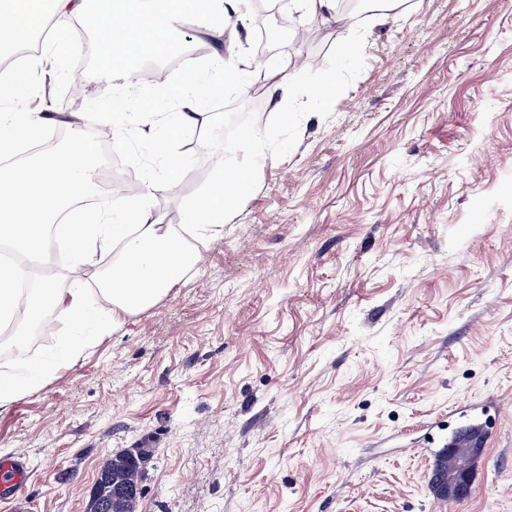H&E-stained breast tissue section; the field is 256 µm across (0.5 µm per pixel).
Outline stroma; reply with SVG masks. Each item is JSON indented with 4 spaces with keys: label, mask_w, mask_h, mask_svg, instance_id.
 Wrapping results in <instances>:
<instances>
[{
    "label": "stroma",
    "mask_w": 512,
    "mask_h": 512,
    "mask_svg": "<svg viewBox=\"0 0 512 512\" xmlns=\"http://www.w3.org/2000/svg\"><path fill=\"white\" fill-rule=\"evenodd\" d=\"M365 66L330 117L310 113L285 158L266 157L257 189L223 231L189 239L184 275L149 310L54 359L51 332L6 367L49 363L44 382L0 411V458L29 469V512H84L94 473L128 448L151 452L138 512H512V0H402L369 10ZM274 36L264 71L326 62L353 23L255 0L223 33L176 30L190 48L228 50L234 31ZM29 110L53 138L73 102L104 107L118 63L72 82L56 38ZM158 183L151 205L180 202L214 155ZM119 177L146 180L163 157L127 135ZM496 405L467 500L430 488L423 423L459 427L455 409Z\"/></svg>",
    "instance_id": "1"
}]
</instances>
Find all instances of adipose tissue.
Here are the masks:
<instances>
[{
	"mask_svg": "<svg viewBox=\"0 0 512 512\" xmlns=\"http://www.w3.org/2000/svg\"><path fill=\"white\" fill-rule=\"evenodd\" d=\"M86 0H0V50L20 46L48 17L81 16ZM252 0H112L110 7L94 19L95 38L101 52L120 51L134 58L167 46L182 16H200L210 11L247 19ZM27 72L0 74V146L4 148L39 138L50 116L40 112H16L10 100L29 92ZM217 92L206 76L193 74L170 95L180 109L169 113L163 139L175 141L202 116L207 101ZM146 99L133 102L125 124L111 113H89L88 124L124 136L126 128L141 129L147 122ZM85 124V125H88ZM75 124L69 140L54 152L34 156L0 172V243L8 244L38 263L46 251L44 230L75 198L94 194L95 171L77 163L78 151L94 152L95 145ZM153 183H144L138 195L110 210L88 212L83 223L68 224L63 237L72 254L74 271L93 266L97 249L120 246L121 258L108 272L99 290L101 308L90 309L86 288L74 285L60 293L52 283L31 289L18 300L15 281L27 275V267L0 268V322H13L17 314L45 323L67 339L60 357L77 358L84 346L89 325L117 331L126 317L139 314L164 297L178 281L188 261V252L173 225L160 223L151 205Z\"/></svg>",
	"mask_w": 512,
	"mask_h": 512,
	"instance_id": "adipose-tissue-1",
	"label": "adipose tissue"
}]
</instances>
